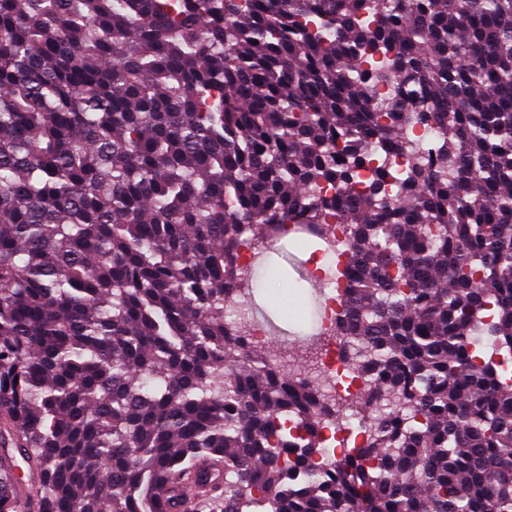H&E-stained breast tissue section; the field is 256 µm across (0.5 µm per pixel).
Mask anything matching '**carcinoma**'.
I'll return each mask as SVG.
<instances>
[{
  "label": "carcinoma",
  "mask_w": 512,
  "mask_h": 512,
  "mask_svg": "<svg viewBox=\"0 0 512 512\" xmlns=\"http://www.w3.org/2000/svg\"><path fill=\"white\" fill-rule=\"evenodd\" d=\"M335 221L328 463L235 248ZM510 359L512 0H0V512H512ZM323 374L329 384L327 398L334 405L342 396H351L361 384L356 371L341 357L336 344L324 351ZM331 415L326 417L323 422L324 430V457L336 458V461L342 457L341 445L342 439L349 437L351 434H359L362 428L361 415L351 413L346 417V425L340 422V414L337 413L336 407H333ZM336 424L340 427L336 429Z\"/></svg>",
  "instance_id": "cac0c4a2"
}]
</instances>
